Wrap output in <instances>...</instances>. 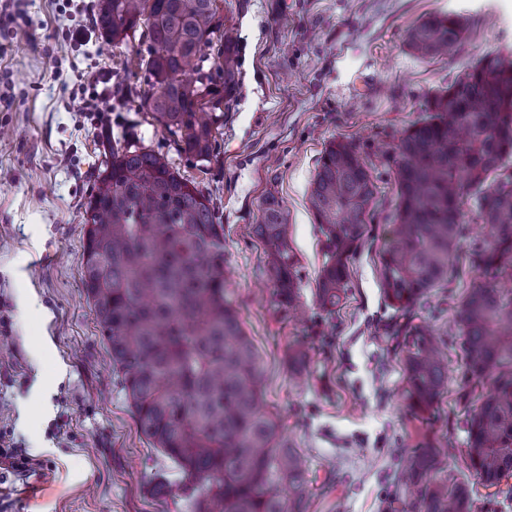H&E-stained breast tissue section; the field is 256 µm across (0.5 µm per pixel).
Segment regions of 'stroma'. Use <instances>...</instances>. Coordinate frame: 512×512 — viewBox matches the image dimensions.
<instances>
[{"label": "stroma", "instance_id": "35a3bbf8", "mask_svg": "<svg viewBox=\"0 0 512 512\" xmlns=\"http://www.w3.org/2000/svg\"><path fill=\"white\" fill-rule=\"evenodd\" d=\"M448 12L467 22L462 44L418 57L408 31ZM220 19L237 38L240 86L203 171L132 93L147 83L142 34L114 46L62 0H0V451L31 459L37 480L32 502L12 498L19 474L0 461L8 512H188L180 494H151L178 475L137 430L81 279L92 175L112 147L133 141L167 154L217 207L264 404L308 463L309 512H394L406 457L425 440L441 445L458 479L469 476L455 404L459 345L448 348V392L432 428L406 413L401 357L386 336L406 319L379 288L396 204L382 157L424 117L429 96L482 55L512 52V0H220ZM106 88L117 108L108 127L82 110L83 97ZM335 139L360 147L380 192L349 263L350 288L328 317L313 303L324 236L308 195ZM270 196L301 278L295 315L271 306L253 233ZM468 247L459 244L447 285L415 311L442 336L475 279ZM302 337L311 360L297 370L288 348Z\"/></svg>", "mask_w": 512, "mask_h": 512}]
</instances>
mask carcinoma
<instances>
[{
    "instance_id": "obj_1",
    "label": "carcinoma",
    "mask_w": 512,
    "mask_h": 512,
    "mask_svg": "<svg viewBox=\"0 0 512 512\" xmlns=\"http://www.w3.org/2000/svg\"><path fill=\"white\" fill-rule=\"evenodd\" d=\"M93 27L121 44L143 29L148 89L141 107L200 163L213 156L224 105L239 83L232 33L217 0H98ZM466 23L434 15L407 37L421 57L453 51ZM85 204L82 281L112 354V373L130 401L139 433L180 474L190 512H306L311 497L303 456L261 404V367L226 289L224 225L168 158L145 146L114 148ZM397 203L380 254L387 307L403 316L448 282L470 201L488 230L471 249L477 279L457 320L466 383L464 460L470 479L437 478L439 450L409 455L404 485L412 512H475L512 501V53H489L426 102V115L386 157ZM378 185L361 150L331 141L309 202L325 236L314 303L326 314L349 288V262L371 216ZM285 312L301 299L287 224L275 202L253 226ZM393 336L402 354L408 413L433 415L448 391L442 342L419 325Z\"/></svg>"
}]
</instances>
